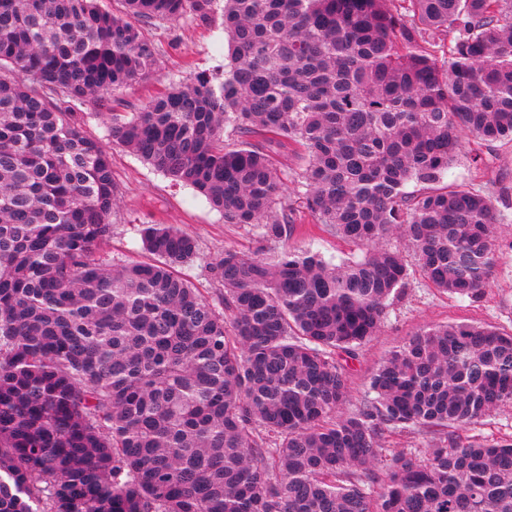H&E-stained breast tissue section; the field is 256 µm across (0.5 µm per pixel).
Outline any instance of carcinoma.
<instances>
[{"mask_svg":"<svg viewBox=\"0 0 512 512\" xmlns=\"http://www.w3.org/2000/svg\"><path fill=\"white\" fill-rule=\"evenodd\" d=\"M124 2L0 0V512H512V443L450 436L512 404V332L424 327L339 413V357L409 276L382 240L460 299L497 264L503 215L445 177L467 137L512 144V0ZM217 8L224 78L112 111L156 60L141 24ZM88 99L112 141L270 243L296 209L265 145L294 146L306 209L366 252L226 248L215 301L178 273L199 245L174 224L142 225L147 260L110 262ZM386 430L433 443L383 448Z\"/></svg>","mask_w":512,"mask_h":512,"instance_id":"cac0c4a2","label":"carcinoma"}]
</instances>
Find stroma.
Masks as SVG:
<instances>
[{"label": "stroma", "instance_id": "obj_1", "mask_svg": "<svg viewBox=\"0 0 512 512\" xmlns=\"http://www.w3.org/2000/svg\"><path fill=\"white\" fill-rule=\"evenodd\" d=\"M220 16L205 20L187 16L172 23L143 26L146 38L158 46L156 62L141 79L114 93L118 112L139 111L170 78L210 73L222 68L227 55V37L219 28ZM80 119L87 134L101 142L112 155V175L118 194L112 211V241L105 255L123 262L144 258L139 229L144 224H176L199 242L200 254L190 265L181 267L186 277L205 296L216 298L218 286L206 272L207 263L231 248L245 253L264 249L257 228L241 227L224 221L193 188L178 185L155 171L109 135L110 119L94 100L81 107ZM486 166L473 167L462 158L450 166L448 180L462 182L489 194L496 209L504 215L497 227L499 265L482 297L471 301L450 297L434 288L419 272H412L406 286L392 298L378 336L349 361L351 394L361 399L370 375L393 347L428 325L452 322L484 323L512 328V146L489 143L481 146ZM310 247L319 250L332 263L356 256V247L316 224L307 210H300L297 221L276 250ZM461 438L486 443L512 441V406L491 413L481 423L461 431Z\"/></svg>", "mask_w": 512, "mask_h": 512}]
</instances>
